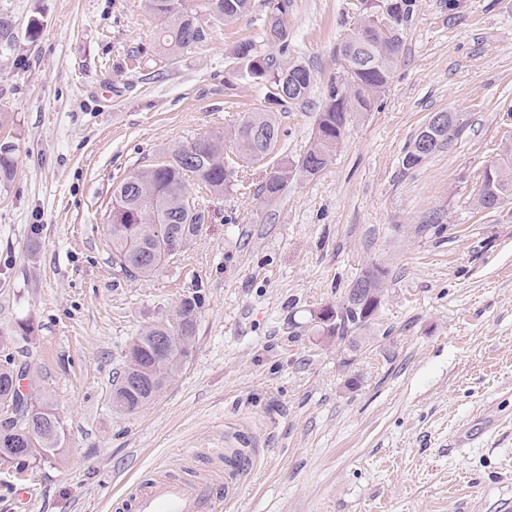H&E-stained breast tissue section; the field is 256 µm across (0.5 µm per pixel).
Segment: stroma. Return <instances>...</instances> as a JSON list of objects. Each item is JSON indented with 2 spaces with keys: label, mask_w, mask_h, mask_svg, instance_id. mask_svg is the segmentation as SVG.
I'll return each mask as SVG.
<instances>
[{
  "label": "stroma",
  "mask_w": 512,
  "mask_h": 512,
  "mask_svg": "<svg viewBox=\"0 0 512 512\" xmlns=\"http://www.w3.org/2000/svg\"><path fill=\"white\" fill-rule=\"evenodd\" d=\"M359 6L290 0L282 53L254 0L172 59L147 0H0L17 25L41 22L35 40L0 49V138L19 154L0 182V331L31 321L21 389L66 428L57 454L0 461V512H114L193 448L252 452L233 512H512V200L477 204L512 130V0H414L388 87L320 174L273 204L262 163L245 165L244 191L190 185L206 221L173 263L147 279L112 267L113 183L264 108L237 43L312 74L308 101L276 111L275 159L293 164ZM436 112L466 113V130L406 168ZM375 266L386 291L364 340L317 335L316 313ZM193 292L183 367L145 410L115 413L127 343ZM15 485L30 488L27 507Z\"/></svg>",
  "instance_id": "1"
}]
</instances>
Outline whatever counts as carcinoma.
Segmentation results:
<instances>
[{
	"mask_svg": "<svg viewBox=\"0 0 512 512\" xmlns=\"http://www.w3.org/2000/svg\"><path fill=\"white\" fill-rule=\"evenodd\" d=\"M215 2L219 12L214 19L231 25L252 7V0H149L151 11L164 21L160 39L164 50L176 58L207 39L203 11ZM289 0H265L262 19L265 40L288 51V29L281 26L280 16L288 10ZM413 0H400L392 23L396 37L375 36L369 44L370 62H356L357 53L350 51L353 33H348L336 48L343 75L327 86L319 110L317 129L312 144L298 160L295 169L277 164L278 177L261 187L269 201L279 199L288 188L292 174L316 177L327 165L342 140L349 118L354 112H367L374 100L388 87L393 66L401 53L404 23ZM247 49L246 63L251 79L259 86L264 101L285 107L305 101L312 87V75L304 65L293 63L284 68L274 58L257 51L251 41L240 43ZM279 142V126L275 113L252 112L234 130V156L226 152L222 133L201 136L186 146L173 150L169 159L139 168L112 186L106 224L112 266L128 278H149L164 269L176 250L197 235L205 223V210L192 202L188 185L195 183L220 195L234 186L236 161L259 163L273 157ZM15 145L0 141V181L9 179L17 165ZM497 191L512 199V147L498 163ZM384 281L378 287L365 288L359 294L347 292L343 297V316L325 328L317 324L318 333L336 337V344L353 343L356 334L365 329L382 304ZM199 298L191 295L181 302L173 317L156 319L127 345L124 365L112 380V408L132 415L159 396L170 379L180 370L193 348ZM20 337L0 331V350L10 351L22 339L28 340L30 325L18 323ZM14 359L0 360V401L10 399L14 410L0 423V459L8 461L20 456L42 459L55 454L65 440L62 419L53 409L33 400L17 389L13 380H22L27 371L11 368ZM35 408L40 424L32 428L26 413Z\"/></svg>",
	"mask_w": 512,
	"mask_h": 512,
	"instance_id": "obj_1",
	"label": "carcinoma"
}]
</instances>
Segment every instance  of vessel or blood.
<instances>
[{
	"label": "vessel or blood",
	"mask_w": 512,
	"mask_h": 512,
	"mask_svg": "<svg viewBox=\"0 0 512 512\" xmlns=\"http://www.w3.org/2000/svg\"><path fill=\"white\" fill-rule=\"evenodd\" d=\"M212 470L191 480L146 478L125 500L127 512H223L236 504L252 467L250 455L240 449L208 451Z\"/></svg>",
	"instance_id": "b4317fda"
}]
</instances>
